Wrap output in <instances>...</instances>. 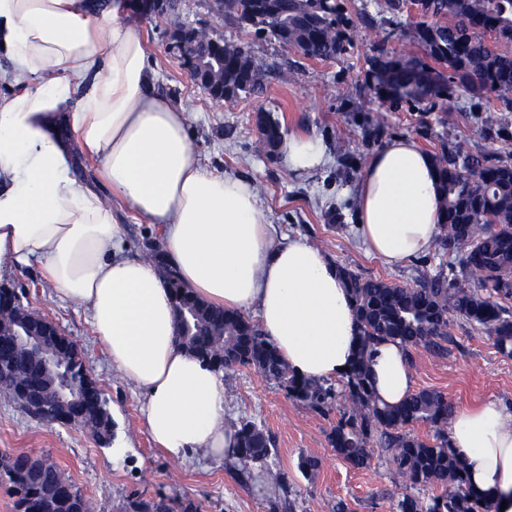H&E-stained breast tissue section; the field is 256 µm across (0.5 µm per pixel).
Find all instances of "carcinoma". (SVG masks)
<instances>
[{
    "mask_svg": "<svg viewBox=\"0 0 512 512\" xmlns=\"http://www.w3.org/2000/svg\"><path fill=\"white\" fill-rule=\"evenodd\" d=\"M425 18L405 35L425 58L412 53L369 59L373 87L391 104L431 100L441 105V122L453 121L452 95H493L492 101L512 110V0H412ZM228 15L241 20L264 6L277 18L253 25L255 33L304 56L331 60L347 51L340 27L349 23L338 0H218ZM509 49H497L495 44ZM196 54L216 53L215 38L201 29L192 45ZM267 64L250 50L224 42V86L231 95L252 93L264 81ZM266 150L282 144L279 121L268 117L262 128ZM443 198V219L432 251L455 259L423 277L416 287L381 278H363L338 268L358 323L356 358L339 386L297 376L257 323L239 312L209 305L182 287L176 271L165 264L162 248L146 256L166 268V282L175 310L194 300L205 314L189 319L179 341L215 370L252 366L276 381L289 399L316 413L327 414L338 399L348 402L329 442L336 455L354 468L368 465L371 451L381 452L411 492L392 503L391 512H495L486 494L475 492L464 469L448 448L447 395L421 389L397 405L378 400L369 381L372 347L399 342L406 355L419 347L437 358L448 356L453 320L488 333L500 353L512 356V153L490 160L463 144L442 148L432 156ZM0 366L6 376L0 391L21 404L22 394L35 390L52 398L53 380L42 364L0 334ZM78 413L100 441H112V417L99 386L81 388ZM423 423L433 429L424 441L408 427ZM238 458L263 464L274 447L273 437L250 421L236 426ZM36 462L29 454L1 455L0 482L19 494L17 512H92L88 498L47 456ZM437 488L427 498L412 490Z\"/></svg>",
    "mask_w": 512,
    "mask_h": 512,
    "instance_id": "1",
    "label": "carcinoma"
}]
</instances>
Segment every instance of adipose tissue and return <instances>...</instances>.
<instances>
[{"label": "adipose tissue", "instance_id": "adipose-tissue-1", "mask_svg": "<svg viewBox=\"0 0 512 512\" xmlns=\"http://www.w3.org/2000/svg\"><path fill=\"white\" fill-rule=\"evenodd\" d=\"M128 0H0V275L37 261L45 279L88 313L113 369L144 395L142 426L169 457L204 450L235 458L222 375L176 338L169 288L153 263L125 254L114 202L159 226L184 288L212 306L254 310L263 335L299 376L338 380L355 358L358 325L335 263L303 237L280 240L249 181L194 157L186 114L154 93ZM97 159L112 199L80 181L73 149ZM289 170L324 163L307 136L285 138ZM357 234L397 265L425 255L442 199L428 153L408 137L368 159L356 187ZM370 378L389 405L414 393L403 347L375 344ZM448 443L478 492L512 512V405L453 410Z\"/></svg>", "mask_w": 512, "mask_h": 512}]
</instances>
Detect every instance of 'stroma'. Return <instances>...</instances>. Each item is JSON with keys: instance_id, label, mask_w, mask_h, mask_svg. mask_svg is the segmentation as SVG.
<instances>
[{"instance_id": "1", "label": "stroma", "mask_w": 512, "mask_h": 512, "mask_svg": "<svg viewBox=\"0 0 512 512\" xmlns=\"http://www.w3.org/2000/svg\"><path fill=\"white\" fill-rule=\"evenodd\" d=\"M339 3L354 22L350 45L336 59L320 61L256 36L224 14L216 0H182L186 21L248 47L267 64L260 93L223 101L196 86L170 49L166 18L134 11L128 21L146 43L155 90L186 110L189 141L200 164L255 184L279 235L304 237L361 276L413 286L435 272L441 258L429 253L390 267L364 251L354 228L355 189L364 164L395 137L412 138L431 154L441 143L463 142L473 152L498 156L512 150V112L462 94L451 103L454 124L444 126L430 102L392 107L369 89L367 59L380 50L406 53L409 45L364 22L360 12L377 13L375 0ZM260 111L277 118L285 135L315 136L325 149L324 165L298 175L282 153L260 151ZM381 112L388 120L376 134L372 122ZM0 283L15 288L24 305L56 320L77 344L113 423L112 442L104 445L85 427L39 423L0 395V453L52 456L90 499L94 512H127L135 498L164 503L168 512H184L188 506L193 512H329L339 499L349 512H390L391 501L405 493L403 480L384 457L372 456L367 467L357 469L336 456L328 435L338 413L322 416L292 402L278 383L250 366L224 373V419L230 424L249 420L272 435L275 446L266 463L246 466L203 454L190 463L169 458L142 429L143 394L112 370L86 310L56 294L35 263L16 267ZM410 369L416 389L441 391L456 408L512 400V358L499 353L485 332L458 320L450 329L447 357L416 350ZM303 456L319 458L320 467L302 472L298 462ZM264 466L284 473L286 484L264 483L259 477Z\"/></svg>"}]
</instances>
